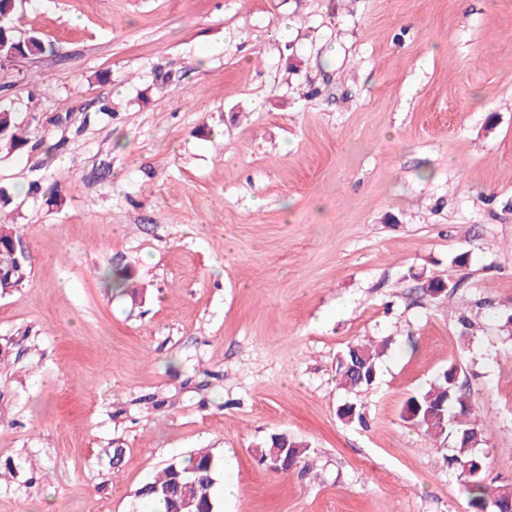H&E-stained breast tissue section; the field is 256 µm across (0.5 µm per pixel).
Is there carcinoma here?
Segmentation results:
<instances>
[{
    "instance_id": "carcinoma-1",
    "label": "carcinoma",
    "mask_w": 512,
    "mask_h": 512,
    "mask_svg": "<svg viewBox=\"0 0 512 512\" xmlns=\"http://www.w3.org/2000/svg\"><path fill=\"white\" fill-rule=\"evenodd\" d=\"M45 49L36 36L21 37L12 32L8 41L0 44V53L6 55L17 50L22 56H32ZM14 113L0 108V135L5 147L15 151L28 143V138L16 134ZM386 344H352L342 358L358 359L360 371L352 372L337 364L339 384L349 389H361L374 384L377 377V361L383 355ZM460 369L450 363L429 389L410 396L404 406L403 420L413 427L424 430L432 440L450 441L448 463L460 471L461 490L467 496L472 512H487L489 506L487 486L484 482L485 458L476 453L483 441L484 428L466 419L472 408L468 403L466 388L459 384ZM308 444L296 441L286 434H273L265 445L256 449L258 462L265 468L275 467V472L289 470L285 464H275V457L282 455L303 466L309 462ZM224 472V460L209 448L190 453L181 460L168 463L161 472L142 485L136 492L137 498L146 505L160 502L165 512H179L183 509L181 499L183 486H194V500L188 507L190 512H221L220 500L216 497L215 486L219 474Z\"/></svg>"
}]
</instances>
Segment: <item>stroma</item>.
I'll return each mask as SVG.
<instances>
[{"label":"stroma","mask_w":512,"mask_h":512,"mask_svg":"<svg viewBox=\"0 0 512 512\" xmlns=\"http://www.w3.org/2000/svg\"><path fill=\"white\" fill-rule=\"evenodd\" d=\"M13 23L46 51L0 69L31 266L0 294V512H139L201 448L233 461L223 512H470L402 418L451 362L512 486V0H20ZM381 341L376 382L340 386ZM277 433L307 469L258 465ZM0 127H1V146L2 140L5 141L4 146L7 147L9 152L15 151L25 146L29 141L26 136H19L15 131L16 122L14 113L8 108H0ZM6 136V137H5ZM3 137V139H2ZM386 346L385 343L379 345L352 344L348 346L342 355V362L345 363L344 359L349 362L352 356H355L358 359L360 371L346 370L339 358L336 369L339 384L353 390L373 385L377 377V361L383 355ZM255 451L258 462L267 470L275 473H284L289 470L288 465L282 464V462L277 466L275 465L274 459L281 452L282 457L288 455V459L292 461L296 460L297 465L303 463V466L307 467L309 462L310 448L308 444L296 441L283 433L271 435L265 445L261 448H256ZM270 465L274 466L275 470H271Z\"/></svg>","instance_id":"35a3bbf8"}]
</instances>
